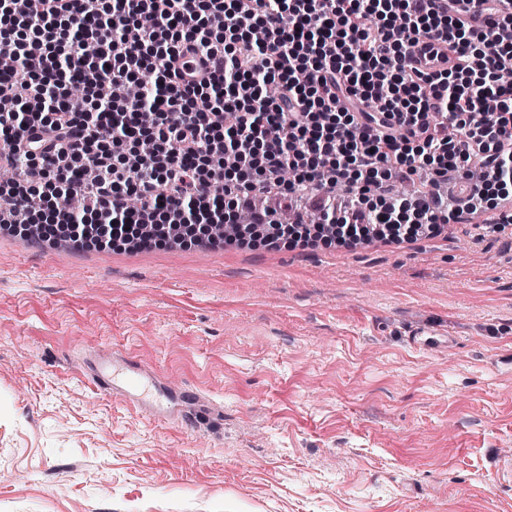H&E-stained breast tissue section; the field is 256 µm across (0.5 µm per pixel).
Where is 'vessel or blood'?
<instances>
[{
    "label": "vessel or blood",
    "instance_id": "vessel-or-blood-1",
    "mask_svg": "<svg viewBox=\"0 0 512 512\" xmlns=\"http://www.w3.org/2000/svg\"><path fill=\"white\" fill-rule=\"evenodd\" d=\"M438 49L433 41L421 42L413 49V64L423 68L441 66ZM454 342V337L429 329L416 331L412 336L413 346L426 352L452 347ZM86 362L88 377L97 389L158 421L191 425L210 413L198 390L171 387L158 372L127 354L93 352Z\"/></svg>",
    "mask_w": 512,
    "mask_h": 512
}]
</instances>
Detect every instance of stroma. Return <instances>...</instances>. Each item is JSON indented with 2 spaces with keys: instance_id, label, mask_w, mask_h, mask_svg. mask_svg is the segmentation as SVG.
I'll return each mask as SVG.
<instances>
[{
  "instance_id": "obj_1",
  "label": "stroma",
  "mask_w": 512,
  "mask_h": 512,
  "mask_svg": "<svg viewBox=\"0 0 512 512\" xmlns=\"http://www.w3.org/2000/svg\"><path fill=\"white\" fill-rule=\"evenodd\" d=\"M512 210L355 248H73L0 224V512H512ZM415 328L457 343L413 349ZM199 389L184 428L83 374ZM335 484V498L323 489ZM92 384L122 404L164 423L192 425L210 414L205 397L193 388H173L158 372L121 352L90 353Z\"/></svg>"
}]
</instances>
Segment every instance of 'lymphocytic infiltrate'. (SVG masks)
<instances>
[{"mask_svg":"<svg viewBox=\"0 0 512 512\" xmlns=\"http://www.w3.org/2000/svg\"><path fill=\"white\" fill-rule=\"evenodd\" d=\"M481 2L467 19L460 0H0V168L36 173L0 183V223L143 249L244 210L224 245L431 236L512 184V88L497 80L512 0ZM424 38L447 67L409 64ZM148 69L154 86L126 97ZM476 149L486 174L464 204L389 189Z\"/></svg>","mask_w":512,"mask_h":512,"instance_id":"obj_1","label":"lymphocytic infiltrate"}]
</instances>
